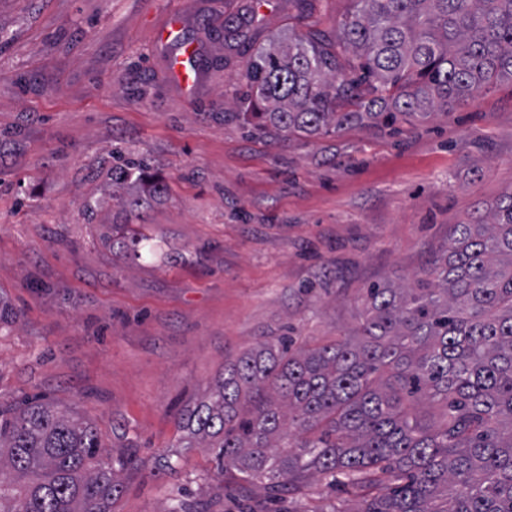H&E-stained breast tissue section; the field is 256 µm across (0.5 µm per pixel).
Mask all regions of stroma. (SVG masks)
<instances>
[{
	"label": "stroma",
	"mask_w": 512,
	"mask_h": 512,
	"mask_svg": "<svg viewBox=\"0 0 512 512\" xmlns=\"http://www.w3.org/2000/svg\"><path fill=\"white\" fill-rule=\"evenodd\" d=\"M352 0L299 18L288 0H0V402L38 397L144 463L112 512H331L355 492L312 482L271 500L179 454L178 412L225 363L292 331L352 333L372 284L409 281L452 225L512 189V81L398 133L249 134L225 102L249 58ZM202 51L193 96L169 73L170 13ZM167 187L143 220L112 198L115 155ZM171 460L176 474L160 471Z\"/></svg>",
	"instance_id": "35a3bbf8"
}]
</instances>
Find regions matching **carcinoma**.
I'll return each instance as SVG.
<instances>
[{
  "label": "carcinoma",
  "mask_w": 512,
  "mask_h": 512,
  "mask_svg": "<svg viewBox=\"0 0 512 512\" xmlns=\"http://www.w3.org/2000/svg\"><path fill=\"white\" fill-rule=\"evenodd\" d=\"M342 72L320 34L254 54L251 132L327 136L427 118L512 80V0H355ZM143 163L112 167V189ZM358 328L313 346L264 341L187 406L179 447L283 498L343 475L332 512H512V190L456 224L413 283L366 289ZM136 448L38 398L0 404V512H112Z\"/></svg>",
  "instance_id": "1"
}]
</instances>
